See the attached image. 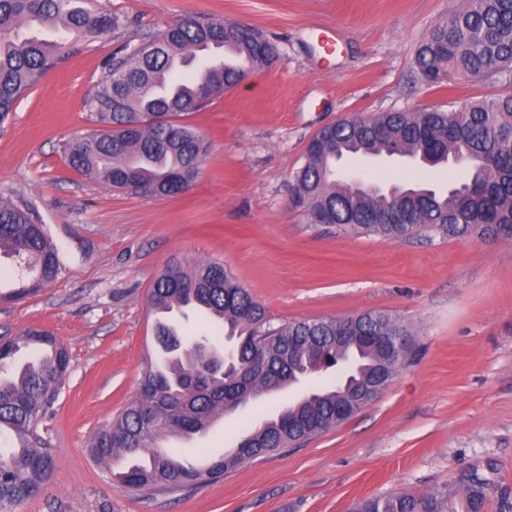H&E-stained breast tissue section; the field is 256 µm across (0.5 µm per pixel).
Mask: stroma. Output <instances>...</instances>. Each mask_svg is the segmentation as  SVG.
<instances>
[{
  "label": "stroma",
  "mask_w": 512,
  "mask_h": 512,
  "mask_svg": "<svg viewBox=\"0 0 512 512\" xmlns=\"http://www.w3.org/2000/svg\"><path fill=\"white\" fill-rule=\"evenodd\" d=\"M112 30L78 45L0 122V197L33 207L61 253L55 282L0 303V339L31 328L64 344L70 365L44 426L55 467L11 512H351L370 496L442 489L493 463L512 490V241L388 240L311 223L290 204L292 175L323 126L356 115L464 107L505 85L430 87L413 60L429 30L466 0H99ZM261 30L276 62L186 121L211 143L188 191L151 197L74 171L66 146L92 133L86 99L111 65L183 15ZM337 43L326 54L325 39ZM407 158L351 157L348 175L389 184ZM218 261L273 324L381 311L414 349L353 417L309 441L175 493L135 491L88 452L158 358L149 291L173 261ZM303 385L172 440L195 459L224 454Z\"/></svg>",
  "instance_id": "1"
}]
</instances>
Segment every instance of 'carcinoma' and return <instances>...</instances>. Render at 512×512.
Returning <instances> with one entry per match:
<instances>
[{
    "instance_id": "obj_1",
    "label": "carcinoma",
    "mask_w": 512,
    "mask_h": 512,
    "mask_svg": "<svg viewBox=\"0 0 512 512\" xmlns=\"http://www.w3.org/2000/svg\"><path fill=\"white\" fill-rule=\"evenodd\" d=\"M53 30V40L23 37L22 26ZM112 14L94 0H0V119L68 54L71 45L110 31ZM261 32L249 25L186 15L159 35L116 61L87 103L90 120L101 126L68 147L69 166L110 186L125 189L126 170L167 197L183 192V173L197 177L208 144L183 117L208 106L214 94L234 88L243 72L271 66L278 50L270 41L254 43ZM415 64L430 85L456 76L476 82L512 81V0H468V7L435 26L420 44ZM399 156L419 162L402 194L366 193L340 178L336 162L353 156ZM464 163L463 181L445 192L425 186V161ZM291 206L323 212L336 226L386 239L474 238L494 227L512 237V94L477 99L460 109L382 112L368 122L346 118L323 127L308 143L303 165L293 175ZM17 258L21 285L0 292V302L20 300L55 281L63 262L34 210L0 198V252ZM150 305L179 311L194 305L224 325L235 339L231 371L209 373L199 366L198 341L158 321L154 336L169 366L148 371L134 400L112 425L100 430L91 453L98 461L150 457L121 474L135 489H178L214 481L224 472L294 442L310 439L352 416L349 390L371 379L376 354L363 342H339L351 327L367 336L408 333L397 319L366 312L343 319L314 317L271 324L265 306L224 264H180L153 282ZM42 351L12 378L0 377V507L40 494L55 459L39 431L69 364L68 351L43 330H29L22 341H0V363L20 344ZM357 364L348 384L317 388L305 401L291 402L277 416L248 430L232 452L197 468L174 452L152 445L168 434L189 438L218 413L245 408L267 393L285 388L311 362L330 369L350 357ZM500 512H512V495L488 463L454 476L448 487L418 495L395 492L359 502L355 512H485L491 499Z\"/></svg>"
}]
</instances>
